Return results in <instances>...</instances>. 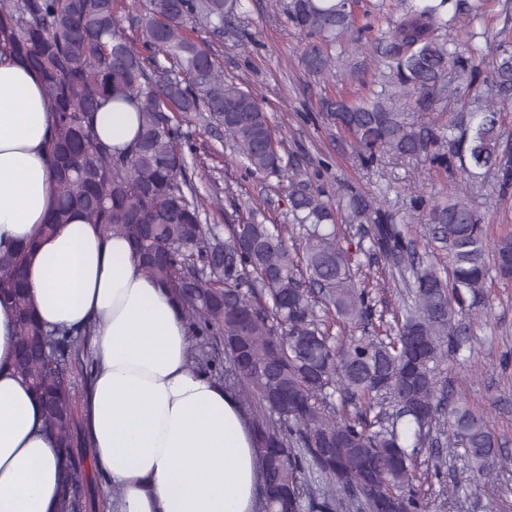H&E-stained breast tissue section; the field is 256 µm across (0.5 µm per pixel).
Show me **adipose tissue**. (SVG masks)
I'll use <instances>...</instances> for the list:
<instances>
[{
    "label": "adipose tissue",
    "instance_id": "1",
    "mask_svg": "<svg viewBox=\"0 0 512 512\" xmlns=\"http://www.w3.org/2000/svg\"><path fill=\"white\" fill-rule=\"evenodd\" d=\"M38 76L0 56V244L37 240L28 288L51 329L93 324L83 422L92 464L120 493L110 512H256L259 455L238 402L191 368V337L171 291L146 277L122 235L74 214L40 236L54 204ZM99 137L132 142L138 114L122 101L96 114ZM16 342L0 307V512H54L61 464L44 411L13 375Z\"/></svg>",
    "mask_w": 512,
    "mask_h": 512
}]
</instances>
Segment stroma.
Returning <instances> with one entry per match:
<instances>
[{
  "instance_id": "stroma-1",
  "label": "stroma",
  "mask_w": 512,
  "mask_h": 512,
  "mask_svg": "<svg viewBox=\"0 0 512 512\" xmlns=\"http://www.w3.org/2000/svg\"><path fill=\"white\" fill-rule=\"evenodd\" d=\"M288 0H246L245 10L222 36L194 32L193 37L216 58L227 79L253 91L272 126L282 135L286 153L318 176L325 190L337 181L351 182L376 196L394 223L406 225L416 243H425L426 225L407 223L413 194L438 198L451 192L475 199L491 237L512 234V197L500 198L492 185H471L444 169H427L418 159L383 155L379 164L359 165L350 139L329 126L320 110L322 99L359 92L358 83L325 80L305 69L301 53L305 38L289 23ZM183 150L196 190L221 192L223 223L235 206L257 200L273 220L288 221V191L270 187L249 174L224 130L196 119L182 125ZM488 314L473 324L478 353L472 365L453 362L441 376L468 406L492 414L495 436L504 448L503 466L492 477L478 478L468 452L460 447L423 448L418 472H431L436 457L445 464L433 475L426 493L429 512H512V282H492Z\"/></svg>"
}]
</instances>
